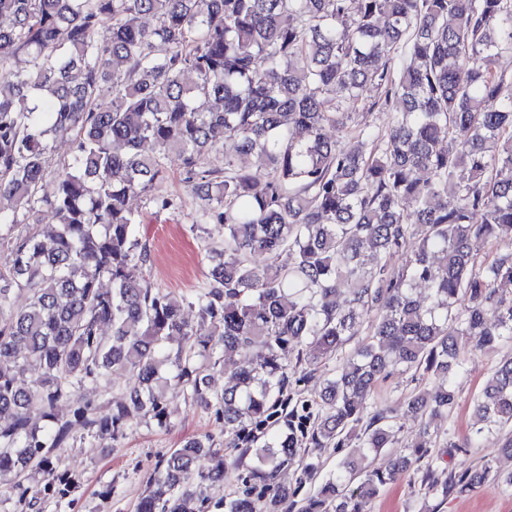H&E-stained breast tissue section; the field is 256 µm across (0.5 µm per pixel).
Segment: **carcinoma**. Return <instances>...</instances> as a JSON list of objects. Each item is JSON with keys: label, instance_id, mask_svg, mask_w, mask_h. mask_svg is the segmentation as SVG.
Instances as JSON below:
<instances>
[{"label": "carcinoma", "instance_id": "carcinoma-1", "mask_svg": "<svg viewBox=\"0 0 512 512\" xmlns=\"http://www.w3.org/2000/svg\"><path fill=\"white\" fill-rule=\"evenodd\" d=\"M0 19V224L21 223L24 210L56 225L47 241L8 242L0 263V480L34 462L51 473V452L69 439L67 421L31 426L33 404L53 419L74 384L117 368L138 379L121 401L94 418L73 410L97 435L116 439L146 416L167 425L172 382L216 407L279 503L290 494L275 478L297 435L360 449L300 512H366L428 452L424 430L387 470L363 464L396 442L388 411L370 403L379 381L399 365L419 372L432 386L408 410L448 413L466 355L512 341V251L481 260L472 248L512 244V80L496 67L512 50V0H0ZM20 50L32 66L7 68ZM367 87L383 91L382 134L356 112ZM69 134L72 158L55 167L53 142ZM229 141L224 167H206ZM173 153L204 220L224 225L190 302L135 274L150 255L128 199L164 181ZM255 153L268 170L261 186ZM414 238L418 249L391 265ZM344 282L355 288L342 306ZM21 293L28 303L16 309ZM363 323L367 339L351 344ZM173 336L186 339L174 353ZM242 353L250 361L211 393L198 358ZM332 359L336 376L304 398L300 366ZM22 367L36 375L32 390L16 384ZM280 407L288 432L270 436ZM473 410L474 440L512 425V359ZM202 454L211 466L197 473ZM223 480L224 449L190 440L156 468L136 512H202L203 485ZM500 480L487 460L430 487L446 498ZM224 512H256L255 502L232 498Z\"/></svg>", "mask_w": 512, "mask_h": 512}]
</instances>
